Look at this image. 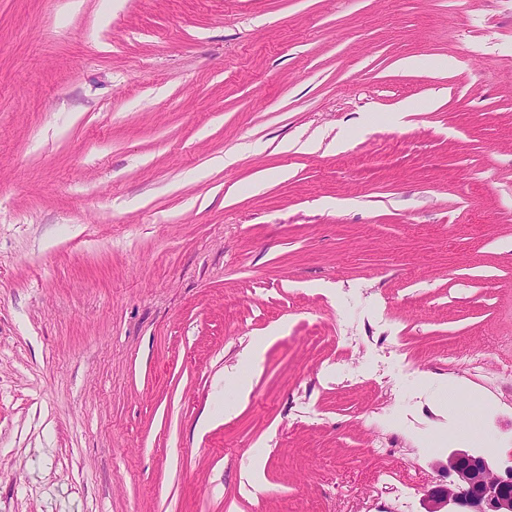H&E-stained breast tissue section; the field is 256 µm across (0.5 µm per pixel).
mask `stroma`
Listing matches in <instances>:
<instances>
[{
  "instance_id": "35a3bbf8",
  "label": "stroma",
  "mask_w": 512,
  "mask_h": 512,
  "mask_svg": "<svg viewBox=\"0 0 512 512\" xmlns=\"http://www.w3.org/2000/svg\"><path fill=\"white\" fill-rule=\"evenodd\" d=\"M460 450L512 467V0H0V512H377Z\"/></svg>"
}]
</instances>
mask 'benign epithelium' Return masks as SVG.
<instances>
[{
	"instance_id": "benign-epithelium-1",
	"label": "benign epithelium",
	"mask_w": 512,
	"mask_h": 512,
	"mask_svg": "<svg viewBox=\"0 0 512 512\" xmlns=\"http://www.w3.org/2000/svg\"><path fill=\"white\" fill-rule=\"evenodd\" d=\"M448 483L426 491L425 512H512V468L500 473L486 454L448 456Z\"/></svg>"
}]
</instances>
